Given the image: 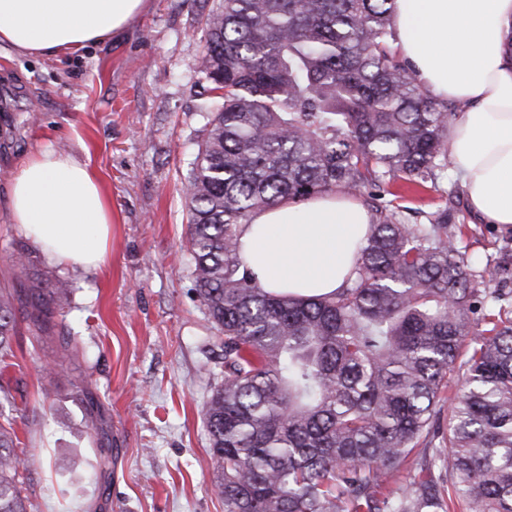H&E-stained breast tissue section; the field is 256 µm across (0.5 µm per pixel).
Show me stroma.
I'll return each instance as SVG.
<instances>
[{"instance_id":"obj_1","label":"stroma","mask_w":512,"mask_h":512,"mask_svg":"<svg viewBox=\"0 0 512 512\" xmlns=\"http://www.w3.org/2000/svg\"><path fill=\"white\" fill-rule=\"evenodd\" d=\"M220 0H150L126 30L52 58L0 49V285L27 251L38 280H68L58 339L36 341L18 312L0 390L15 402L28 512H224L203 409L224 380L188 244L185 179L207 135L199 61ZM89 161L112 207L103 268L49 264L8 222L10 177L32 151ZM407 223L450 208L456 245L480 288L512 290V228L472 216L458 176L400 199ZM97 395L112 438V478L95 483L100 440L80 391Z\"/></svg>"}]
</instances>
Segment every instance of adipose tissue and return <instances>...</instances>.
<instances>
[{"mask_svg": "<svg viewBox=\"0 0 512 512\" xmlns=\"http://www.w3.org/2000/svg\"><path fill=\"white\" fill-rule=\"evenodd\" d=\"M148 0H0V45L53 57L109 40ZM397 48L434 96L463 104L450 126V161L469 208L512 225V0H396ZM9 219L49 262L94 273L103 266L112 212L90 166L47 147L12 176ZM370 224L341 194L258 213L241 237L247 266L270 291H336Z\"/></svg>", "mask_w": 512, "mask_h": 512, "instance_id": "1", "label": "adipose tissue"}]
</instances>
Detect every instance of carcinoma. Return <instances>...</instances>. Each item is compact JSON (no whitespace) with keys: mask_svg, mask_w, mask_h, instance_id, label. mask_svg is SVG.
<instances>
[{"mask_svg":"<svg viewBox=\"0 0 512 512\" xmlns=\"http://www.w3.org/2000/svg\"><path fill=\"white\" fill-rule=\"evenodd\" d=\"M395 0H221L200 71L218 105L187 178L197 294L224 381L204 421L224 512H512V319H477L448 210L404 224L390 183H436L458 107L394 49ZM370 191V224L336 292L268 291L241 254L259 212ZM22 251L13 276H33ZM71 286L0 289V357L17 307L49 337ZM464 391L441 424L439 393ZM0 424V512H27ZM96 479L112 475L100 448Z\"/></svg>","mask_w":512,"mask_h":512,"instance_id":"1","label":"carcinoma"}]
</instances>
